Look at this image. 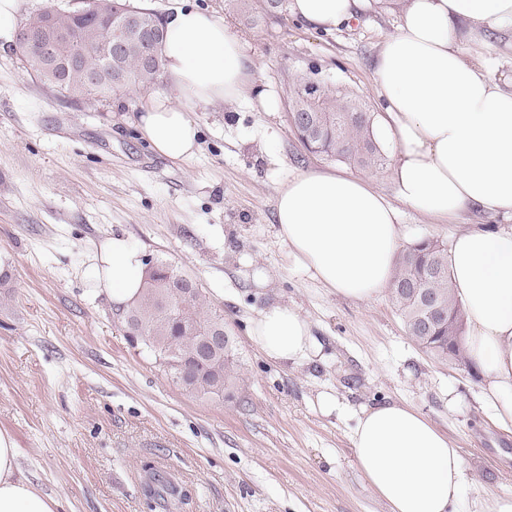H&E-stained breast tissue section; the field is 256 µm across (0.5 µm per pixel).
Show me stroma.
<instances>
[{
    "instance_id": "1",
    "label": "stroma",
    "mask_w": 512,
    "mask_h": 512,
    "mask_svg": "<svg viewBox=\"0 0 512 512\" xmlns=\"http://www.w3.org/2000/svg\"><path fill=\"white\" fill-rule=\"evenodd\" d=\"M186 1L216 11L245 42L254 86L248 101L193 112L199 148L185 162L153 151L139 127L150 91L74 102L29 71L15 45L0 48V431L20 449L22 474L60 512H145L148 465L189 493L182 512H388L351 435L362 408L394 400L459 449L462 512L512 492V432L484 408L478 371L425 353L388 294L361 304L310 280L276 235L283 182L344 168L298 140L289 118L297 79L338 86L379 117L373 68L400 8L368 0L356 20L326 32L287 9L248 25L227 0L136 4L165 17ZM463 50L512 81V47L499 34L464 39ZM397 210L406 247L450 245L474 224L512 228L501 215L468 213L457 225ZM115 235L193 279L223 313L241 364L234 397L185 390L130 341L91 276ZM251 262L275 277L265 293L247 276ZM274 300L309 318L323 359H265L248 328ZM322 392L345 412L322 413Z\"/></svg>"
}]
</instances>
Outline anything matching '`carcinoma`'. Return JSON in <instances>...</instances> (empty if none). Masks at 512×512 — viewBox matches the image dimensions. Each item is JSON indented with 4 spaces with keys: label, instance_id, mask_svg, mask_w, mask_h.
Here are the masks:
<instances>
[{
    "label": "carcinoma",
    "instance_id": "1",
    "mask_svg": "<svg viewBox=\"0 0 512 512\" xmlns=\"http://www.w3.org/2000/svg\"><path fill=\"white\" fill-rule=\"evenodd\" d=\"M244 19L257 24L261 13H271L284 7L285 0H236ZM134 9L129 0H112V6L102 13L77 16L69 9L53 8L28 14L19 28L37 35L49 25L77 37L83 43L85 54L80 63L71 65L68 45L59 48L63 64L44 67L35 49L19 48L21 59L44 82L57 88L70 99L103 97L114 90L133 85L147 90L160 80L163 67L161 52L155 53L152 65L140 61V48L130 44L119 59H109L100 49V40L107 34L117 37L122 28L118 21ZM292 105L298 109L296 132L303 145L312 153L333 158L363 170H379L387 156L377 142L371 115L353 95L329 85L302 78L295 84ZM448 251L437 240L423 239L400 256L391 287L390 300L401 316L410 338L439 360L453 358L465 365L463 339L455 338L450 327L461 322L462 309L453 293L448 268ZM170 265L156 262L153 270L145 271L143 287L138 298L126 307L130 314L125 325L150 340V351L161 353L175 350L168 359L191 361L198 354V337L217 325V310L206 300L192 280L176 279L169 274ZM426 292L441 299L444 314L430 316L421 309L414 291ZM220 373L224 382L235 384L241 380L240 365L236 360L234 344L227 352L209 361L205 385L198 392L217 396L222 384L213 375ZM156 500L168 496L186 495L162 476L155 478Z\"/></svg>",
    "mask_w": 512,
    "mask_h": 512
}]
</instances>
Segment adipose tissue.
I'll list each match as a JSON object with an SVG mask.
<instances>
[{
  "mask_svg": "<svg viewBox=\"0 0 512 512\" xmlns=\"http://www.w3.org/2000/svg\"><path fill=\"white\" fill-rule=\"evenodd\" d=\"M361 0H292L291 13L325 31L352 22ZM161 48L165 87L139 126L153 150L192 158L199 107L246 99L253 74L245 45L214 11L174 10ZM512 30V0H403L396 34L381 43L373 76L382 124L395 142L400 202L449 223L480 209L512 217V89L466 62L463 36ZM276 234L297 266L337 296L370 303L389 288L402 232L397 210L370 179L344 171L293 176L277 190ZM467 327L466 353L481 374L482 400L512 428V231L472 226L448 251ZM139 248L115 236L92 276L116 305L139 293ZM269 361L322 357L323 345L298 309L275 301L249 326ZM355 461L389 512H456L466 474L458 449L422 412L392 401L361 409ZM19 448L0 433V512H58L59 502L19 473Z\"/></svg>",
  "mask_w": 512,
  "mask_h": 512,
  "instance_id": "1",
  "label": "adipose tissue"
}]
</instances>
